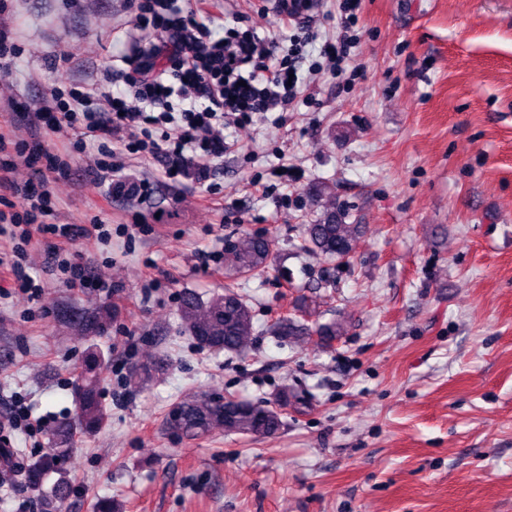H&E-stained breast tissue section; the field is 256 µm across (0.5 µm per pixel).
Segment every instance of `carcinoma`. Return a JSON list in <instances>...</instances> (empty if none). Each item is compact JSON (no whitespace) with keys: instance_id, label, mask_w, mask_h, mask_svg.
<instances>
[{"instance_id":"obj_1","label":"carcinoma","mask_w":512,"mask_h":512,"mask_svg":"<svg viewBox=\"0 0 512 512\" xmlns=\"http://www.w3.org/2000/svg\"><path fill=\"white\" fill-rule=\"evenodd\" d=\"M356 225L345 223V216L328 200L323 215L311 224L302 225L300 248L321 254L327 259H341L352 250ZM274 241L267 235H250L234 242L224 256V275L227 279L245 274L263 273L269 266ZM115 311L106 307L85 319L83 326L89 330H103ZM180 315L186 331L198 345L214 351L236 354L246 353L257 329L251 306L245 298L227 284L224 293L207 300L198 294L186 292L180 301ZM275 331L281 336H306L309 328L295 317L280 320ZM346 331L343 322L336 320L318 326L316 334L321 342L331 343ZM102 353L91 346L87 349L80 371L81 384L74 400L73 419L61 423L50 431L47 447L28 470V483L41 491L46 479L57 475L48 497L61 504L70 493V484L62 471V462L74 447L76 436L97 432L105 423L107 414L101 401L100 370ZM163 371V362L150 357L142 368L134 372L135 379L149 381ZM288 405V390L274 399L253 403L228 397L219 408L213 394L200 393L176 404L185 411L178 424L167 420L170 428L188 438H197L214 431L268 438L276 435L283 426L282 409Z\"/></svg>"}]
</instances>
